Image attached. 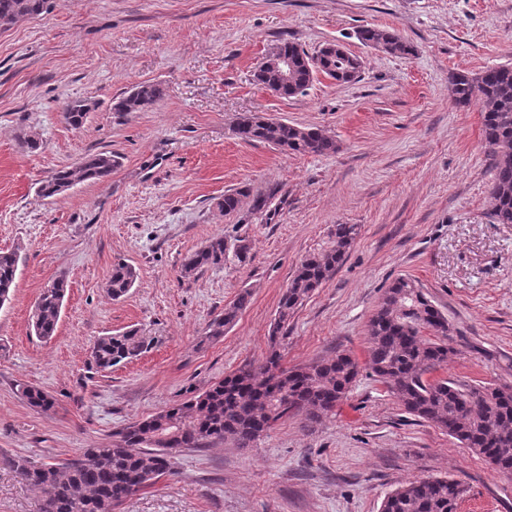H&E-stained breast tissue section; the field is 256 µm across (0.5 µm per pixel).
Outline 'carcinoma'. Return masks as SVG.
<instances>
[{
	"label": "carcinoma",
	"instance_id": "carcinoma-1",
	"mask_svg": "<svg viewBox=\"0 0 512 512\" xmlns=\"http://www.w3.org/2000/svg\"><path fill=\"white\" fill-rule=\"evenodd\" d=\"M52 0H0V25L38 17L48 12ZM359 40L394 56L412 54V47L394 31L365 27ZM282 47L292 58L293 84L282 97L302 94L314 79L312 58L293 42ZM326 65L336 69L335 79L349 83L356 79L360 64L351 55L341 64L324 56ZM448 88L455 105L468 107L477 102L482 112V134L492 159L490 195L492 218L498 224H512V66L489 68L471 76L451 72ZM166 94L160 83L142 82L114 105L116 112H143ZM86 105L77 102L64 108L63 119L74 129L84 126ZM242 140L270 145L290 154L329 155L337 150L336 141L317 128H302L260 114H247L234 128ZM119 164L110 151L87 153L69 166L56 169L38 188L43 198L59 195L85 181H105ZM262 211L267 197L250 196L243 190L224 194V214L243 210ZM359 234L356 224H336L328 246L305 257L282 292L272 324L271 348L256 368H243L213 384L194 398L166 407L128 426L120 440L84 448L78 457L35 466L23 458L13 460L18 477L41 498L40 512H115L116 507L137 493L155 486L174 474L176 453L202 448L215 442H229L235 448H252L282 418L293 414L306 427L318 424L334 412L359 375L358 361L347 353L330 359L285 368L277 348V337L296 309L335 273ZM226 244L217 235L181 264L190 276L203 268L224 265ZM19 258L14 251H0V304L10 300ZM138 278L125 262L112 266L107 292L114 299L125 296ZM68 282L59 276L44 286L34 304L31 329L48 340L54 336ZM250 302L242 291L235 302L224 308L207 327V336L219 338L237 320ZM444 319L420 288L408 278H398L386 289L368 325L367 364L373 375L385 384L405 413L448 432L501 474L512 473V385L468 386L432 374L448 364L455 353L450 336L432 338L422 332ZM153 339L132 328L98 338L90 351V364L99 371L128 363L146 353ZM21 398L32 408L47 411L54 399L46 392L16 385ZM467 487L452 478L431 477L402 485L383 501L381 512H456Z\"/></svg>",
	"mask_w": 512,
	"mask_h": 512
}]
</instances>
